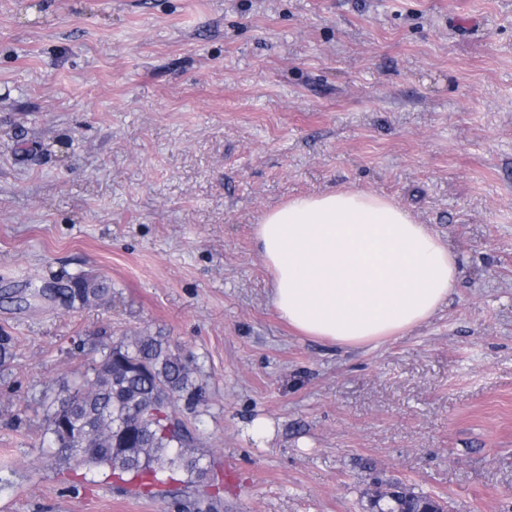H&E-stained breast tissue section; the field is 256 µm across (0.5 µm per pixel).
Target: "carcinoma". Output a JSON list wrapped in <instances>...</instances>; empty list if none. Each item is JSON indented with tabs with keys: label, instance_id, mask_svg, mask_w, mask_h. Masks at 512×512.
I'll return each mask as SVG.
<instances>
[{
	"label": "carcinoma",
	"instance_id": "cac0c4a2",
	"mask_svg": "<svg viewBox=\"0 0 512 512\" xmlns=\"http://www.w3.org/2000/svg\"><path fill=\"white\" fill-rule=\"evenodd\" d=\"M57 297L74 305L97 306L112 297L105 278L69 277ZM202 401L193 360L160 334H126L100 348V358L59 388L67 404V429L59 408L48 415L42 444L64 462L146 478L147 489L184 471L207 479L210 469L196 454L197 439L175 411L180 398ZM370 512H448V502L393 483L369 498Z\"/></svg>",
	"mask_w": 512,
	"mask_h": 512
}]
</instances>
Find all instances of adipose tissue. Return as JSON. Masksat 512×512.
<instances>
[{
	"instance_id": "1",
	"label": "adipose tissue",
	"mask_w": 512,
	"mask_h": 512,
	"mask_svg": "<svg viewBox=\"0 0 512 512\" xmlns=\"http://www.w3.org/2000/svg\"><path fill=\"white\" fill-rule=\"evenodd\" d=\"M255 236L278 315L342 346L377 344L430 320L459 275L455 254L427 225L360 190L295 198L268 211Z\"/></svg>"
}]
</instances>
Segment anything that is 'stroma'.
Instances as JSON below:
<instances>
[{
  "label": "stroma",
  "instance_id": "stroma-1",
  "mask_svg": "<svg viewBox=\"0 0 512 512\" xmlns=\"http://www.w3.org/2000/svg\"><path fill=\"white\" fill-rule=\"evenodd\" d=\"M339 189L461 267L377 345L290 328L256 243ZM76 274L111 301L9 299ZM1 329L0 512H191L186 474L147 495L40 446L62 379L144 330L194 359L205 402L176 411L237 471L224 512H365L388 480L512 512V0H0Z\"/></svg>",
  "mask_w": 512,
  "mask_h": 512
}]
</instances>
